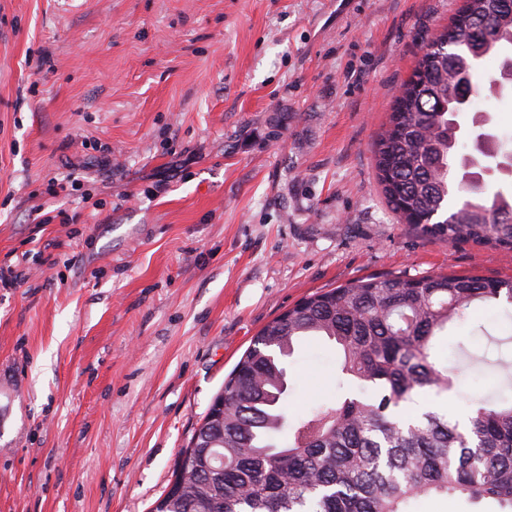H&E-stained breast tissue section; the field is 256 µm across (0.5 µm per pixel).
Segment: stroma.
<instances>
[{
	"label": "stroma",
	"mask_w": 512,
	"mask_h": 512,
	"mask_svg": "<svg viewBox=\"0 0 512 512\" xmlns=\"http://www.w3.org/2000/svg\"><path fill=\"white\" fill-rule=\"evenodd\" d=\"M461 0H0V512H150L254 336L372 275L512 280V252L397 223L373 144ZM480 304L423 404L511 398ZM464 344L468 355L455 353ZM288 415L338 398L285 358Z\"/></svg>",
	"instance_id": "obj_1"
}]
</instances>
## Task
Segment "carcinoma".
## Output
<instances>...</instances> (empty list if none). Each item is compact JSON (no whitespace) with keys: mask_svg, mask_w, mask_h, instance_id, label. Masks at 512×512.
<instances>
[{"mask_svg":"<svg viewBox=\"0 0 512 512\" xmlns=\"http://www.w3.org/2000/svg\"><path fill=\"white\" fill-rule=\"evenodd\" d=\"M493 0H462L454 15L482 19L445 28L425 46L374 143L381 191L403 224L450 244L512 251V194L484 197L470 167L512 152L458 154L459 112L475 95L473 63L501 55L512 84V13ZM463 170L472 194L448 206V180ZM512 306V280L478 275L372 276L317 292L267 324L224 381V420L201 426L182 450L175 488L150 512H411L422 498L455 496L512 512V400H478L465 429L436 411L406 414L401 403L456 377L439 343L475 303ZM311 337L336 345L342 380L359 388L291 422L281 358Z\"/></svg>","mask_w":512,"mask_h":512,"instance_id":"1","label":"carcinoma"}]
</instances>
